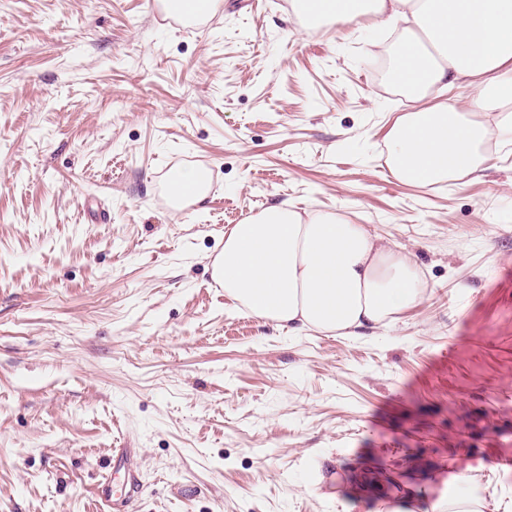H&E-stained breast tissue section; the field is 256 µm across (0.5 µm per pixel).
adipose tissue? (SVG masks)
<instances>
[{"mask_svg": "<svg viewBox=\"0 0 512 512\" xmlns=\"http://www.w3.org/2000/svg\"><path fill=\"white\" fill-rule=\"evenodd\" d=\"M292 9L311 24L403 23L391 79L414 88L420 106L384 135L400 181L482 178L489 143L512 139V0H292ZM462 87L474 97L423 104L430 89ZM213 267L253 317L339 335L395 327L428 292L410 253L342 216L285 204L233 225Z\"/></svg>", "mask_w": 512, "mask_h": 512, "instance_id": "obj_1", "label": "adipose tissue"}]
</instances>
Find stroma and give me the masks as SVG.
Instances as JSON below:
<instances>
[{
    "label": "stroma",
    "mask_w": 512,
    "mask_h": 512,
    "mask_svg": "<svg viewBox=\"0 0 512 512\" xmlns=\"http://www.w3.org/2000/svg\"><path fill=\"white\" fill-rule=\"evenodd\" d=\"M396 42L287 0H0V512H104L116 448L126 512H418L458 474L512 512V143L397 180ZM282 203L411 252L426 298L356 336L249 315L211 261ZM202 181L201 176L193 170L178 169L169 173L168 187L172 198L177 202L199 200L204 196V190L188 196L184 191L192 184ZM140 492L141 489L135 472L130 469L124 490L118 498L112 493V489L107 481L101 485L98 496L106 505L110 507L112 505L114 512H122L123 504H127L131 499L138 496Z\"/></svg>",
    "instance_id": "1"
}]
</instances>
